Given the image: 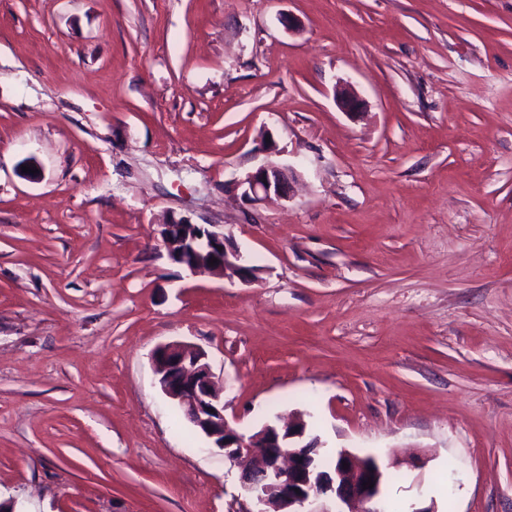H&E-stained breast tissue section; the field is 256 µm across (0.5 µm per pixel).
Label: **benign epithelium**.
<instances>
[{"label":"benign epithelium","instance_id":"benign-epithelium-1","mask_svg":"<svg viewBox=\"0 0 512 512\" xmlns=\"http://www.w3.org/2000/svg\"><path fill=\"white\" fill-rule=\"evenodd\" d=\"M336 101L348 113L360 108L356 93L345 85L336 88ZM295 176L291 168L271 163L248 174L240 186L250 201L272 196L289 199ZM161 238L169 258L191 273L207 272L242 282L253 277L231 237L222 230L173 217L161 225ZM198 241L205 244L217 263L189 261L186 252L195 249ZM153 364L163 394L205 437L209 449L222 452L224 459L237 469L242 487L258 507L256 511L245 508L243 512H332L325 506L328 501L346 506V512H380L383 469L376 458L342 449L336 453L334 469L321 471L316 468L315 459L324 447L318 438L306 437L303 419L283 425L270 422L251 434L242 433L229 423L224 383L216 379L202 349L183 342L166 343L154 351ZM368 480L374 486L366 489L363 483Z\"/></svg>","mask_w":512,"mask_h":512}]
</instances>
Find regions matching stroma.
<instances>
[{"instance_id":"stroma-1","label":"stroma","mask_w":512,"mask_h":512,"mask_svg":"<svg viewBox=\"0 0 512 512\" xmlns=\"http://www.w3.org/2000/svg\"><path fill=\"white\" fill-rule=\"evenodd\" d=\"M267 163L290 200L243 198ZM170 216L254 279L173 263ZM173 341L397 512H512V0H0V502L240 512ZM161 228L162 242L169 258L184 266L189 272H207L224 279L237 278L242 282L251 281L254 272L250 266L242 263V255L224 230L209 229L200 224H194L185 217L178 219L172 217L168 223L161 224ZM199 229L203 230L202 235L198 232ZM180 231H183V234H180ZM198 241L205 244L210 259L215 257L217 263L210 265L189 261L185 253L188 247L196 252L194 245ZM218 246H221V250H218Z\"/></svg>"}]
</instances>
